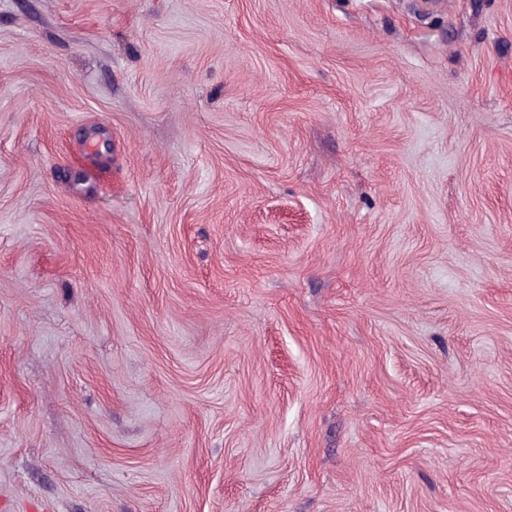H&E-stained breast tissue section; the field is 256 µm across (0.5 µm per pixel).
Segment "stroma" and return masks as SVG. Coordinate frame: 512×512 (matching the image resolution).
Returning a JSON list of instances; mask_svg holds the SVG:
<instances>
[{
    "label": "stroma",
    "instance_id": "35a3bbf8",
    "mask_svg": "<svg viewBox=\"0 0 512 512\" xmlns=\"http://www.w3.org/2000/svg\"><path fill=\"white\" fill-rule=\"evenodd\" d=\"M0 512H512V0H0Z\"/></svg>",
    "mask_w": 512,
    "mask_h": 512
}]
</instances>
